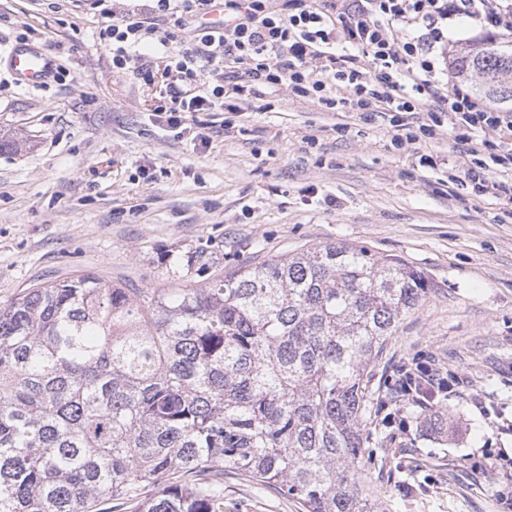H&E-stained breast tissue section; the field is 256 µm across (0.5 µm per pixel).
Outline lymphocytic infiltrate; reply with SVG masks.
Returning <instances> with one entry per match:
<instances>
[{"label":"lymphocytic infiltrate","mask_w":512,"mask_h":512,"mask_svg":"<svg viewBox=\"0 0 512 512\" xmlns=\"http://www.w3.org/2000/svg\"><path fill=\"white\" fill-rule=\"evenodd\" d=\"M205 15L224 7V22L204 28L187 52L158 43L166 94L155 107L169 126L189 112L225 109L284 86L297 99L371 117L386 116L394 144L447 128L469 163L449 170V183L512 203V113L494 109L463 83L449 81V25L469 21L473 33L512 34V0H156ZM153 29L128 13L101 27L112 65L135 64L144 85L155 82L140 48ZM214 80L200 81L202 67Z\"/></svg>","instance_id":"f902f5d3"}]
</instances>
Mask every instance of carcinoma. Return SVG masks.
<instances>
[{
  "label": "carcinoma",
  "mask_w": 512,
  "mask_h": 512,
  "mask_svg": "<svg viewBox=\"0 0 512 512\" xmlns=\"http://www.w3.org/2000/svg\"><path fill=\"white\" fill-rule=\"evenodd\" d=\"M512 112V37L453 58ZM400 259L329 243L204 288L93 274L0 309V512H224V470L304 512H379L364 377L426 299Z\"/></svg>",
  "instance_id": "1"
}]
</instances>
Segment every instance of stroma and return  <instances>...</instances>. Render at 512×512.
Masks as SVG:
<instances>
[{"mask_svg": "<svg viewBox=\"0 0 512 512\" xmlns=\"http://www.w3.org/2000/svg\"><path fill=\"white\" fill-rule=\"evenodd\" d=\"M96 0H0V308L31 286L93 273L127 288H201L225 272L330 242L394 256L427 279L371 371L367 483L384 512H508L512 448V205L448 183L467 157L447 131L395 146L380 117L287 89L169 127L147 86L97 44ZM36 47L61 75L17 83ZM428 155L433 165L421 164ZM459 378L426 423L401 368ZM224 512H300L224 475Z\"/></svg>", "mask_w": 512, "mask_h": 512, "instance_id": "stroma-1", "label": "stroma"}]
</instances>
